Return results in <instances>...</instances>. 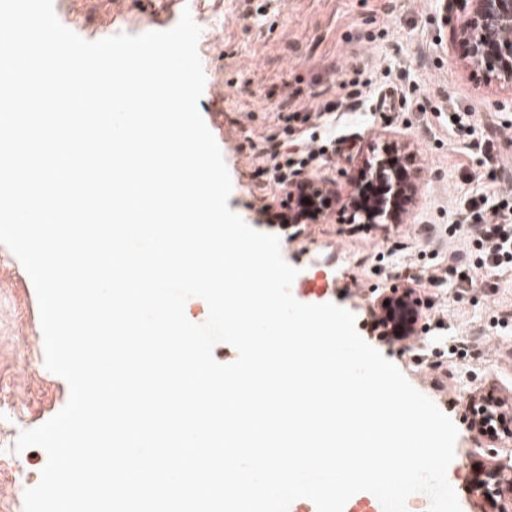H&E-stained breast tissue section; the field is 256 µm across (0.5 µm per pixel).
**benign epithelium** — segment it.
Here are the masks:
<instances>
[{"instance_id": "7a95c632", "label": "benign epithelium", "mask_w": 512, "mask_h": 512, "mask_svg": "<svg viewBox=\"0 0 512 512\" xmlns=\"http://www.w3.org/2000/svg\"><path fill=\"white\" fill-rule=\"evenodd\" d=\"M462 15L453 29V40L467 46L466 65L488 78L512 83V0H462ZM372 189L358 188L348 194L344 207L354 224L402 223L416 195V185L406 167V158L392 154L374 157ZM328 190L310 179H298L288 187L292 209L288 223L318 221L327 211L323 201ZM309 201L306 214H299L297 200ZM389 305H384V302ZM424 301L411 288L392 284L374 301L376 319H387L389 336H414L421 330ZM499 469L484 471L474 486L482 502L493 503V512H512V491L502 488Z\"/></svg>"}]
</instances>
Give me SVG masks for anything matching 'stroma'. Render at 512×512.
<instances>
[{
  "instance_id": "1",
  "label": "stroma",
  "mask_w": 512,
  "mask_h": 512,
  "mask_svg": "<svg viewBox=\"0 0 512 512\" xmlns=\"http://www.w3.org/2000/svg\"><path fill=\"white\" fill-rule=\"evenodd\" d=\"M61 23L81 38L165 31L190 11L202 34L205 72L199 111L221 148L232 180L229 208L248 225L279 237L298 268L291 286L305 304L333 302L356 317L362 338L392 361L458 429L447 470L462 512H472L480 467L512 457V269L488 275L468 244V196L489 194L487 214L512 192V85L484 81L452 41L458 0H178L149 16L146 0H54ZM288 100L300 120L279 119ZM338 104L335 112L326 103ZM463 116L454 124V116ZM335 129L336 140L304 176L330 190L319 221L285 228L286 192L264 172L268 139H296ZM492 147L491 155L479 150ZM411 156L415 200L399 227L353 224L343 197L374 153ZM463 255L482 282L458 287L449 259ZM438 285H430V277ZM414 288L425 303L428 332L410 349L366 331L371 305L392 283ZM465 356L453 354V347ZM18 414L0 420V482L33 487L47 462L42 448L15 452L21 431L36 428L67 403V382L44 365L33 283L0 244V398ZM504 400L505 419L489 456L486 438L465 421L466 404Z\"/></svg>"
}]
</instances>
